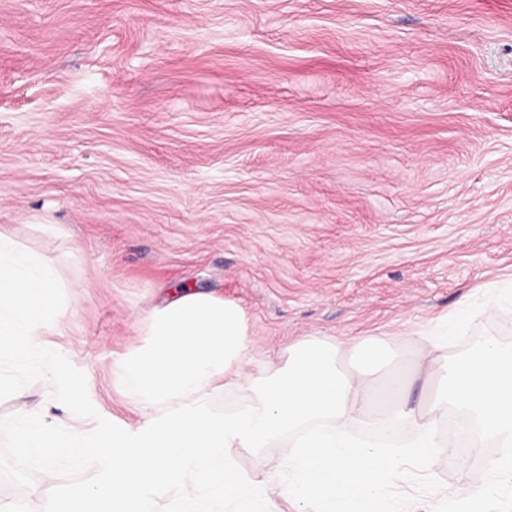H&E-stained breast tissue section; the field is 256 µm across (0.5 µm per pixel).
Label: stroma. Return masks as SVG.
I'll list each match as a JSON object with an SVG mask.
<instances>
[{
  "label": "stroma",
  "instance_id": "stroma-1",
  "mask_svg": "<svg viewBox=\"0 0 512 512\" xmlns=\"http://www.w3.org/2000/svg\"><path fill=\"white\" fill-rule=\"evenodd\" d=\"M66 284L44 344L114 424L112 363L186 286L239 306L265 363L304 336H375L412 378L512 338V0H0V225ZM57 225L61 234L40 232ZM45 381L0 417L66 418ZM0 434V512L87 486ZM460 500L456 464L351 512Z\"/></svg>",
  "mask_w": 512,
  "mask_h": 512
}]
</instances>
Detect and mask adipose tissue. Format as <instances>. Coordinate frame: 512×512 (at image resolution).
Returning a JSON list of instances; mask_svg holds the SVG:
<instances>
[{
	"label": "adipose tissue",
	"mask_w": 512,
	"mask_h": 512,
	"mask_svg": "<svg viewBox=\"0 0 512 512\" xmlns=\"http://www.w3.org/2000/svg\"><path fill=\"white\" fill-rule=\"evenodd\" d=\"M139 329L142 345L112 364L113 385L138 411L135 423H8L13 446L45 473L62 457L100 465L93 486L48 497L42 512H153L161 493L175 512H222L251 497L264 512H281L283 500L297 512H347L383 498L402 462L428 470L454 456V441L437 426L452 407L481 429L470 441L474 452L489 436L499 447L480 475L458 460L462 487L493 479L512 491V342L483 340L450 359L421 336L434 391L412 406L363 373L338 368L347 350L384 363L388 348L373 336L348 346L305 336L280 365L259 371L242 310L189 289L150 308ZM224 391L242 399L215 410ZM284 438L294 450L280 474L260 481L242 469L237 449L259 451Z\"/></svg>",
	"instance_id": "1"
}]
</instances>
